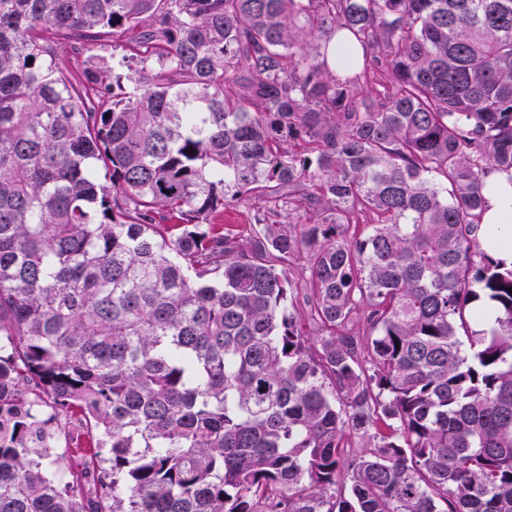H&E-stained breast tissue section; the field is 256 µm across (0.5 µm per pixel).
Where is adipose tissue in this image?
<instances>
[{
  "label": "adipose tissue",
  "mask_w": 512,
  "mask_h": 512,
  "mask_svg": "<svg viewBox=\"0 0 512 512\" xmlns=\"http://www.w3.org/2000/svg\"><path fill=\"white\" fill-rule=\"evenodd\" d=\"M485 213L479 230L483 249L512 265V174L491 172L484 181Z\"/></svg>",
  "instance_id": "adipose-tissue-1"
}]
</instances>
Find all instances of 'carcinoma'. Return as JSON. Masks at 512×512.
Listing matches in <instances>:
<instances>
[{"label": "carcinoma", "instance_id": "cac0c4a2", "mask_svg": "<svg viewBox=\"0 0 512 512\" xmlns=\"http://www.w3.org/2000/svg\"><path fill=\"white\" fill-rule=\"evenodd\" d=\"M493 170L512 0H0V512H512ZM261 204L254 199H243L234 206L224 209V213L212 217V224H217V228L224 227V231L228 228L247 234L250 231V225L255 224L254 215ZM229 217H237L240 222L227 223Z\"/></svg>", "mask_w": 512, "mask_h": 512}]
</instances>
